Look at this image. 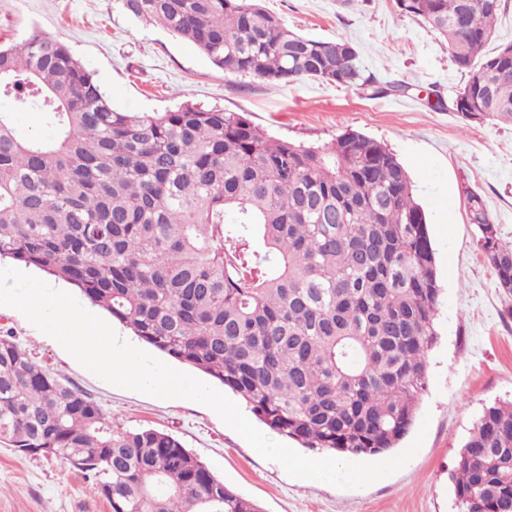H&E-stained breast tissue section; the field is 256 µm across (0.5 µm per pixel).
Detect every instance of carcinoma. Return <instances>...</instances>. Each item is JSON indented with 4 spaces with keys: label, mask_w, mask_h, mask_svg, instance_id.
<instances>
[{
    "label": "carcinoma",
    "mask_w": 512,
    "mask_h": 512,
    "mask_svg": "<svg viewBox=\"0 0 512 512\" xmlns=\"http://www.w3.org/2000/svg\"><path fill=\"white\" fill-rule=\"evenodd\" d=\"M227 73L384 90L355 46L288 29L258 0H119ZM467 76L464 125L512 126V43L492 50L505 0H398ZM41 112L21 136L0 112V259L61 279L140 341L238 394L309 450L384 454L427 389L441 288L403 165L346 130L327 147L268 136L241 113L184 103L124 112L62 40L0 46V95ZM476 244L512 294V244L467 194ZM0 444L95 482L112 512H262L177 437L125 429L0 336ZM460 512H512V404L486 407L450 473Z\"/></svg>",
    "instance_id": "obj_1"
}]
</instances>
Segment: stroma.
<instances>
[{
	"mask_svg": "<svg viewBox=\"0 0 512 512\" xmlns=\"http://www.w3.org/2000/svg\"><path fill=\"white\" fill-rule=\"evenodd\" d=\"M299 34L349 39L362 73L403 83L401 95L302 79L272 84L230 74L193 44L128 16L116 0H0V44L32 30L61 38L128 112H162L185 101L245 114L272 136L322 146L344 130L384 143L406 169L427 217L442 288L438 341L418 419L424 442L400 471L370 486L340 489L290 477L263 459L209 407L113 386L82 367L18 310L0 306V336L14 337L49 372L90 393L127 428L175 435L224 483L263 512H458L448 483L460 447L484 406L512 401V297L501 293L478 250L465 208L480 193L512 241V127L463 126L451 101L466 78L444 41L401 17L394 0H263ZM0 512H111L93 481L53 459L0 445Z\"/></svg>",
	"mask_w": 512,
	"mask_h": 512,
	"instance_id": "stroma-1",
	"label": "stroma"
}]
</instances>
